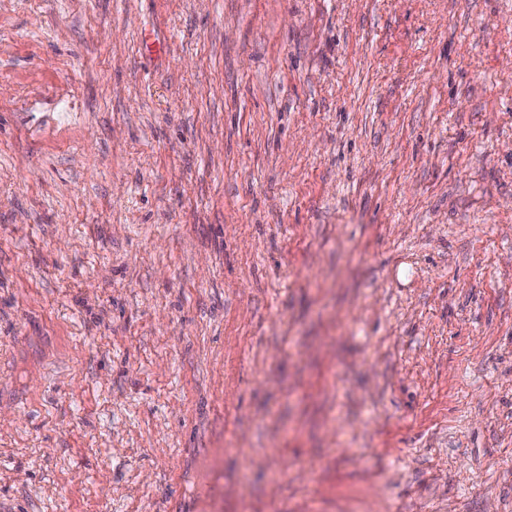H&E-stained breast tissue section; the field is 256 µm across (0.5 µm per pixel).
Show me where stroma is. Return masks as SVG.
I'll return each instance as SVG.
<instances>
[{
	"label": "stroma",
	"mask_w": 512,
	"mask_h": 512,
	"mask_svg": "<svg viewBox=\"0 0 512 512\" xmlns=\"http://www.w3.org/2000/svg\"><path fill=\"white\" fill-rule=\"evenodd\" d=\"M512 512V0H0V512Z\"/></svg>",
	"instance_id": "1"
}]
</instances>
